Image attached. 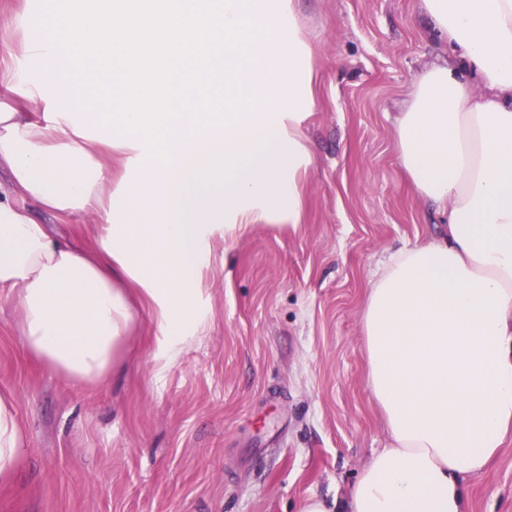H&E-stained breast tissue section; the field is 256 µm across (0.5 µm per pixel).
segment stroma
Returning a JSON list of instances; mask_svg holds the SVG:
<instances>
[{"label":"stroma","mask_w":512,"mask_h":512,"mask_svg":"<svg viewBox=\"0 0 512 512\" xmlns=\"http://www.w3.org/2000/svg\"><path fill=\"white\" fill-rule=\"evenodd\" d=\"M28 7L56 11L0 0V59L22 57L14 17ZM297 13L316 72L302 224L216 237L206 331L166 361L153 308L137 304L121 368L91 389L31 358L1 294L0 391L15 397L27 448L0 482V512H301L386 447L361 312L379 260L430 231L393 121L444 47L420 0H298ZM30 211L74 244L95 242L98 215ZM465 494L469 512H512V440Z\"/></svg>","instance_id":"stroma-1"}]
</instances>
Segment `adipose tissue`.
<instances>
[{
    "label": "adipose tissue",
    "mask_w": 512,
    "mask_h": 512,
    "mask_svg": "<svg viewBox=\"0 0 512 512\" xmlns=\"http://www.w3.org/2000/svg\"><path fill=\"white\" fill-rule=\"evenodd\" d=\"M65 36L30 11L25 62L0 68V166L27 197L94 211L96 245L55 237L0 193V293L22 342L76 386L102 384L132 324L154 308L176 356L200 330L208 240L274 220L299 224L315 107L297 0H61ZM458 54L417 76L395 118L400 165L446 218L391 253L366 284V382L388 437L340 500L302 512H467L466 480L512 436V0H422ZM106 49L111 97L79 90L65 64ZM224 81V114L201 86ZM39 104L40 118L22 109ZM138 171L113 185L102 152ZM25 433L0 394V479Z\"/></svg>",
    "instance_id": "1"
}]
</instances>
